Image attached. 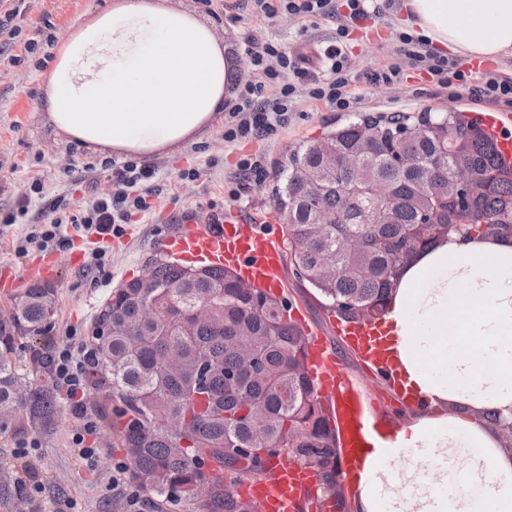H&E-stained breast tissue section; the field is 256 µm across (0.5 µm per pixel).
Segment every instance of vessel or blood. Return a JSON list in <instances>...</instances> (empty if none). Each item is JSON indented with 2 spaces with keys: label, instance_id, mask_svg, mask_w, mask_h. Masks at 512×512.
Segmentation results:
<instances>
[{
  "label": "vessel or blood",
  "instance_id": "1",
  "mask_svg": "<svg viewBox=\"0 0 512 512\" xmlns=\"http://www.w3.org/2000/svg\"><path fill=\"white\" fill-rule=\"evenodd\" d=\"M168 246L183 261L234 269L262 288L276 290L284 286L277 237L236 214L225 215L223 226L218 228L198 218L189 220L169 238ZM307 355L308 364L334 409L348 455L359 458L362 445L373 442L379 459H386L391 450L380 440L373 403L359 383L337 364L322 335L310 337ZM270 467L272 480L252 484L246 491L247 498L256 501L259 512H295L303 497H316L318 487L311 469L283 456L272 458Z\"/></svg>",
  "mask_w": 512,
  "mask_h": 512
}]
</instances>
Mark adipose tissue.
Segmentation results:
<instances>
[{
  "label": "adipose tissue",
  "mask_w": 512,
  "mask_h": 512,
  "mask_svg": "<svg viewBox=\"0 0 512 512\" xmlns=\"http://www.w3.org/2000/svg\"><path fill=\"white\" fill-rule=\"evenodd\" d=\"M400 12L440 53H512V0H403ZM231 72L194 13L118 0L62 41L39 105L57 135L148 163L201 139L232 95ZM373 348L416 409L393 458L369 454L352 471L357 512H512V455L493 426L512 420V242L442 240L405 271ZM452 404L463 415H449Z\"/></svg>",
  "instance_id": "1"
}]
</instances>
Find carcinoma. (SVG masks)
<instances>
[{"mask_svg":"<svg viewBox=\"0 0 512 512\" xmlns=\"http://www.w3.org/2000/svg\"><path fill=\"white\" fill-rule=\"evenodd\" d=\"M374 147L356 169L338 168L319 190L307 174L329 152ZM466 162L473 194L448 198L454 157ZM380 184L389 198L354 193ZM285 221L288 260L297 279L342 320L388 312L403 269L452 232L512 239V166L495 137L466 112L361 113L292 151L272 191ZM331 210L336 223L318 224ZM157 287L137 279L113 289L93 326L91 387L106 403L100 415L122 446L132 482L198 512H256L237 487L269 476L272 457L312 469L321 498L340 495L339 437L333 410L307 369L305 331L285 302L243 288L231 269L187 267L153 259ZM56 311L49 289L34 285L0 317V434L52 429L61 403L47 380H32L13 361L16 339L41 335ZM22 500V477L0 466V512Z\"/></svg>","mask_w":512,"mask_h":512,"instance_id":"obj_1","label":"carcinoma"}]
</instances>
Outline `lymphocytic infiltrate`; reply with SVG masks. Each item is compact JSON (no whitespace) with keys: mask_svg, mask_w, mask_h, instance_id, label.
I'll return each instance as SVG.
<instances>
[{"mask_svg":"<svg viewBox=\"0 0 512 512\" xmlns=\"http://www.w3.org/2000/svg\"><path fill=\"white\" fill-rule=\"evenodd\" d=\"M254 16L271 19L285 11L308 18L331 16L336 18L337 40L327 46L317 59L293 55L282 50L278 43L246 37L244 53L248 75L240 80L238 101L229 112L224 126V138L235 143L271 134L288 122V114L294 111L298 86H306L307 96L340 108L348 104L350 74L346 55L341 44L350 25L370 19L366 0H346L348 12L340 14L333 0H249ZM318 62L322 73L312 76L311 62ZM277 86L276 97H269L267 90ZM112 180L116 192L94 197L91 203L70 221L87 232L99 235L111 233L113 225L126 223L131 210H144L146 202L141 196L130 195V187L145 186L148 193L161 191L156 168L138 165L133 161L116 162L112 165ZM89 353L86 348L67 345L57 349L49 360L51 374L56 385L74 399V413L84 421L83 431L73 438L80 448L83 460L93 461L95 449L85 447V437L93 433L96 423L88 416L80 398L87 388L86 368Z\"/></svg>","mask_w":512,"mask_h":512,"instance_id":"f902f5d3","label":"lymphocytic infiltrate"}]
</instances>
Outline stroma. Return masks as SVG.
<instances>
[{"mask_svg": "<svg viewBox=\"0 0 512 512\" xmlns=\"http://www.w3.org/2000/svg\"><path fill=\"white\" fill-rule=\"evenodd\" d=\"M112 2L25 0L20 34L8 57L0 60V275L12 280L11 286L0 284V312L10 311L29 288V270L35 265L46 268L41 283L56 299V312L43 335L18 341L13 359L24 374L41 372L43 360L70 334L88 338L113 289L141 274L148 259L163 251L165 239L182 220L194 216L220 220L225 212L236 210L282 234L283 223L272 200L278 162L356 114L443 112L450 108L475 114L504 111L509 119L502 133L512 137V104L490 103L475 92L487 71L512 77V57L482 61L453 57V64L469 75L470 83L442 88L406 55L401 42L406 30L395 10L385 8L380 18L353 28L344 44L353 76L351 92L357 98L351 108L340 110L303 97L287 126L272 135L235 144L225 142L227 118L218 116L201 140L154 159L163 191L149 198L147 211H132L121 232L85 236L75 232L66 218L94 195L111 192V174L104 158L56 135L38 103L59 42ZM171 4L193 10L209 23L227 44L229 56L242 74L247 71L243 45L247 36L271 39L287 50L311 55L332 44L336 35L334 19L283 13L262 20L251 16L246 0H171ZM389 65L402 70V82L379 86L368 81L370 72ZM246 158L262 161L264 172L259 178H241L239 164ZM191 169L196 172L192 178L187 175ZM61 198L67 209H57ZM55 219L61 220L62 232L73 239L70 250L32 246L24 257L15 256L18 239L36 225ZM96 250L106 254L108 277L95 279L89 272V260ZM286 281L282 298L304 312L307 329L321 331L332 342L338 361L361 383L384 422L397 428L405 424L410 410L395 389L337 341L333 331L336 314L294 275H287ZM81 428L67 407L50 435L36 438L17 432L0 436V464L22 467L25 483L40 487L39 493L27 499L25 512H112L114 503L120 501L112 479L116 465L125 460L122 448L111 433L97 428L86 439L87 445L97 450L96 464L87 467L72 444L73 435Z\"/></svg>", "mask_w": 512, "mask_h": 512, "instance_id": "35a3bbf8", "label": "stroma"}]
</instances>
